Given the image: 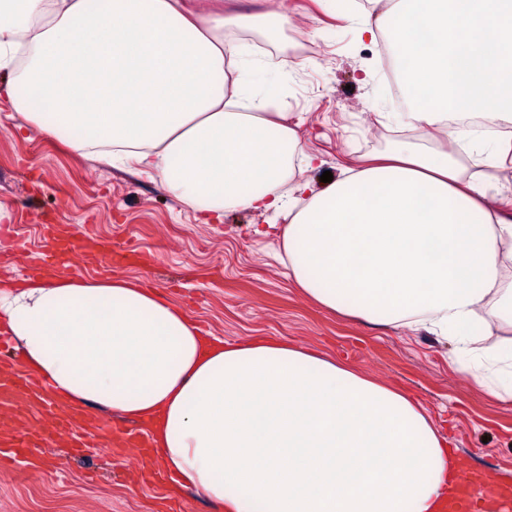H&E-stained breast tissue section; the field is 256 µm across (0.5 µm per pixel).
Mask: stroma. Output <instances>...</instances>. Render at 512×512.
Returning <instances> with one entry per match:
<instances>
[{"label": "stroma", "instance_id": "35a3bbf8", "mask_svg": "<svg viewBox=\"0 0 512 512\" xmlns=\"http://www.w3.org/2000/svg\"><path fill=\"white\" fill-rule=\"evenodd\" d=\"M244 13L281 15L274 33L237 32L238 44L265 66L247 90L275 87L269 109L295 125L306 153L322 168L299 181L340 174L362 155L387 148L404 125L382 45L359 41L355 28L316 0H236ZM0 282L40 264L46 225L66 224L112 247L135 246L141 263L110 269L71 260L72 274L141 280L180 307L204 335L228 343L254 337L301 346L406 391L449 439L465 470L512 483V403L490 397L469 378L456 344L425 330L375 328L329 312L289 279L275 252L283 218L226 213L203 224L159 176L130 163L103 168L55 138L0 125ZM264 235H256V228ZM52 466L0 465V512H217L191 491L132 467L125 449L89 442L81 455L51 449Z\"/></svg>", "mask_w": 512, "mask_h": 512}]
</instances>
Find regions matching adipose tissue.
<instances>
[{
    "instance_id": "adipose-tissue-1",
    "label": "adipose tissue",
    "mask_w": 512,
    "mask_h": 512,
    "mask_svg": "<svg viewBox=\"0 0 512 512\" xmlns=\"http://www.w3.org/2000/svg\"><path fill=\"white\" fill-rule=\"evenodd\" d=\"M342 11L392 52L412 142L325 185L296 128L245 93L224 34L280 18L195 0H0V99L10 120L107 166L136 162L206 224L287 218L288 276L324 308L422 327L512 367V220L488 200L512 142L478 154L453 125L474 99L512 123V0H370ZM480 168L461 174L459 152ZM0 336L65 400L152 425L177 484L224 512H441L461 470L404 392L307 350L203 336L121 275L0 284Z\"/></svg>"
}]
</instances>
